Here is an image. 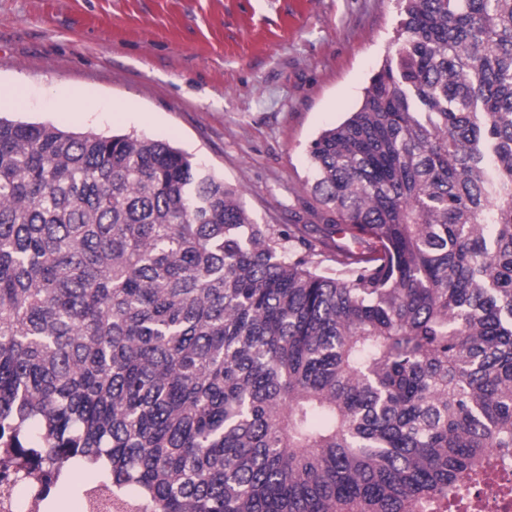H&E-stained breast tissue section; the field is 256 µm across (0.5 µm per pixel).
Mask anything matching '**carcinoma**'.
Returning a JSON list of instances; mask_svg holds the SVG:
<instances>
[{"label":"carcinoma","instance_id":"obj_1","mask_svg":"<svg viewBox=\"0 0 512 512\" xmlns=\"http://www.w3.org/2000/svg\"><path fill=\"white\" fill-rule=\"evenodd\" d=\"M256 223L161 140L0 118V445L147 512H416L512 460V0H399Z\"/></svg>","mask_w":512,"mask_h":512}]
</instances>
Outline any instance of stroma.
I'll return each mask as SVG.
<instances>
[{"label": "stroma", "mask_w": 512, "mask_h": 512, "mask_svg": "<svg viewBox=\"0 0 512 512\" xmlns=\"http://www.w3.org/2000/svg\"><path fill=\"white\" fill-rule=\"evenodd\" d=\"M399 0H0V116L170 142L259 224L310 199L307 149L394 48Z\"/></svg>", "instance_id": "stroma-1"}]
</instances>
